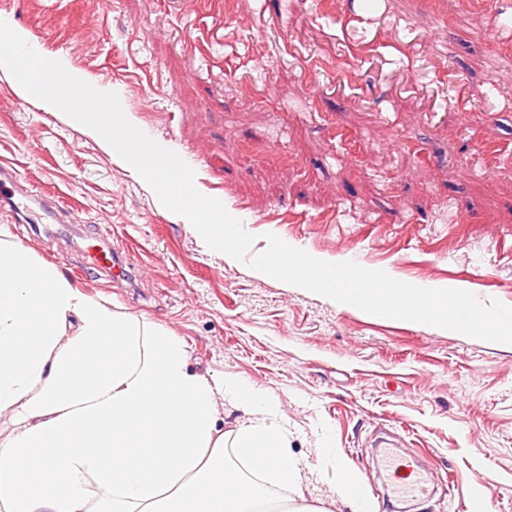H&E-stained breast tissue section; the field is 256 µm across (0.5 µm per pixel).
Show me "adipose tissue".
<instances>
[{
	"instance_id": "obj_1",
	"label": "adipose tissue",
	"mask_w": 512,
	"mask_h": 512,
	"mask_svg": "<svg viewBox=\"0 0 512 512\" xmlns=\"http://www.w3.org/2000/svg\"><path fill=\"white\" fill-rule=\"evenodd\" d=\"M231 400L243 417L218 426ZM0 512H275L302 496L280 405L171 329L74 288L0 225ZM349 512H379L327 438Z\"/></svg>"
}]
</instances>
